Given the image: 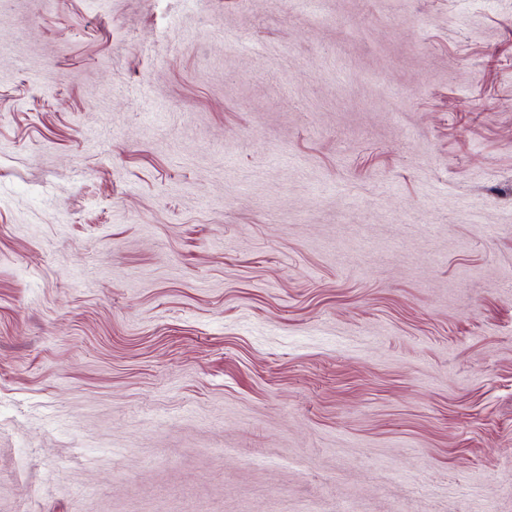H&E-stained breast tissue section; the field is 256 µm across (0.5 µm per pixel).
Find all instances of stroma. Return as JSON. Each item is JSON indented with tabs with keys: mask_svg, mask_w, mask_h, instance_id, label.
<instances>
[{
	"mask_svg": "<svg viewBox=\"0 0 512 512\" xmlns=\"http://www.w3.org/2000/svg\"><path fill=\"white\" fill-rule=\"evenodd\" d=\"M512 512V0H0V512Z\"/></svg>",
	"mask_w": 512,
	"mask_h": 512,
	"instance_id": "stroma-1",
	"label": "stroma"
}]
</instances>
